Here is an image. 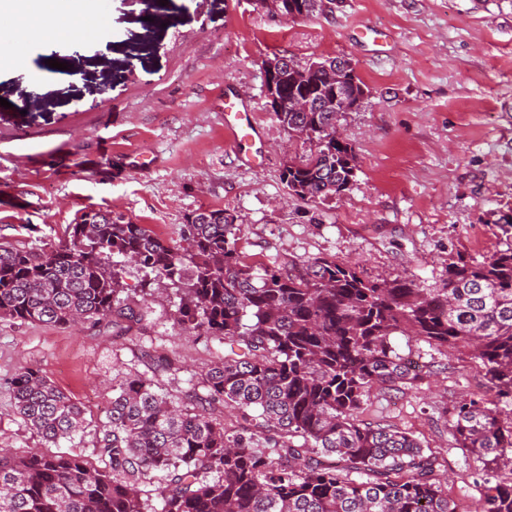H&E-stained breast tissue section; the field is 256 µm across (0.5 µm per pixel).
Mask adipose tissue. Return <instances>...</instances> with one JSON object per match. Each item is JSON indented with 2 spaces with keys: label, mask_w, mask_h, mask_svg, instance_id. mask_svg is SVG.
<instances>
[{
  "label": "adipose tissue",
  "mask_w": 512,
  "mask_h": 512,
  "mask_svg": "<svg viewBox=\"0 0 512 512\" xmlns=\"http://www.w3.org/2000/svg\"><path fill=\"white\" fill-rule=\"evenodd\" d=\"M0 18L9 22L0 39V68L19 60L32 43L75 40L93 25L91 12L66 7L64 0H0Z\"/></svg>",
  "instance_id": "ef3b65f1"
}]
</instances>
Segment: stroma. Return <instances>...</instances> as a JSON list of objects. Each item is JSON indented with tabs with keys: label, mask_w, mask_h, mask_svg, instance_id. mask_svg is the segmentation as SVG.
Returning a JSON list of instances; mask_svg holds the SVG:
<instances>
[{
	"label": "stroma",
	"mask_w": 512,
	"mask_h": 512,
	"mask_svg": "<svg viewBox=\"0 0 512 512\" xmlns=\"http://www.w3.org/2000/svg\"><path fill=\"white\" fill-rule=\"evenodd\" d=\"M107 17V40L31 44L0 70V245L58 243L82 213L109 211L180 241L200 207L236 216L253 259L284 267L333 257L371 277L443 287L458 258L482 259L512 245L496 224L512 208V0H328L323 12L277 21L255 0H91ZM305 60L344 56L368 98L342 114L356 155V183L322 201L289 196L281 172L305 150L267 107L259 63L272 54ZM67 79L33 84L49 60ZM250 106L262 133L256 165L226 143L224 96ZM129 270L128 301L146 323L129 332L84 323L59 328L0 319V448L44 450L14 411L10 386L41 369L86 410L83 433L55 445L92 456L95 426L112 386L144 372L145 349L167 360L155 379L182 396L188 372L217 344L173 322L165 282L142 300ZM401 353L438 372L402 393H376L365 421L412 433L439 453L453 496L479 503L444 423L466 396L486 394L477 362L397 335Z\"/></svg>",
	"instance_id": "stroma-1"
}]
</instances>
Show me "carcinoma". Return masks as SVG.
<instances>
[{
  "mask_svg": "<svg viewBox=\"0 0 512 512\" xmlns=\"http://www.w3.org/2000/svg\"><path fill=\"white\" fill-rule=\"evenodd\" d=\"M323 2L282 0L307 18ZM273 58L283 61L278 97L310 103L274 113L309 144L281 180L303 201L340 196L354 186L356 156L324 99L343 58L316 57L315 70ZM365 88L352 74L339 106L358 111ZM236 221L224 209L195 211L175 247L146 224L90 211L56 245H0V318L129 331L145 320L123 296L130 263L142 272L141 296L167 281L176 324L224 346L186 379L179 402L146 372L120 381L97 425L96 464L76 451H0V512H459L434 453L406 431L359 419L375 391L435 374V362L396 350L397 334L480 362L495 402L463 398L445 422L474 463L468 476L485 487L477 512H512V482H492L512 467V411L497 407L512 405V246L460 257L443 287L421 288L327 257L288 270L252 262ZM10 385L17 415L42 440L71 441L83 429V409L42 371L26 368ZM227 409L242 411V423L227 426ZM153 479L157 510L138 493Z\"/></svg>",
  "mask_w": 512,
  "mask_h": 512,
  "instance_id": "obj_1",
  "label": "carcinoma"
}]
</instances>
